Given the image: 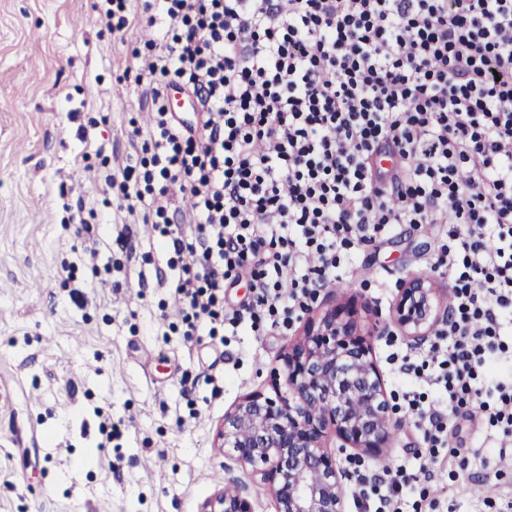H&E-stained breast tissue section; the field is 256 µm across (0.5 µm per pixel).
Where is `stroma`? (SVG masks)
Here are the masks:
<instances>
[{
    "mask_svg": "<svg viewBox=\"0 0 512 512\" xmlns=\"http://www.w3.org/2000/svg\"><path fill=\"white\" fill-rule=\"evenodd\" d=\"M158 28L109 32L93 0H0V512H199L227 485L254 512H275L270 490L215 448L224 413L259 391L273 395L287 330L246 332L227 344L170 331L179 303L169 288L168 249L142 214L105 204L106 170L134 154L132 127L151 123L148 71L137 42ZM94 211L66 224V208ZM439 224H399L378 247L355 251L336 285L313 304H353L364 326L388 317L412 275L432 278L449 300L452 283L431 263L445 237ZM111 266L112 283L92 267ZM386 389L402 386L389 356L425 353L429 340L371 337ZM122 421L107 439L108 420ZM476 458L466 471L445 466L406 488L400 504L422 512H502L512 501V465L489 482L481 459L497 461L486 426L459 420ZM423 433L411 417L393 429L383 463L417 472Z\"/></svg>",
    "mask_w": 512,
    "mask_h": 512,
    "instance_id": "35a3bbf8",
    "label": "stroma"
}]
</instances>
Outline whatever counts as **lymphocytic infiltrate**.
<instances>
[{
    "label": "lymphocytic infiltrate",
    "mask_w": 512,
    "mask_h": 512,
    "mask_svg": "<svg viewBox=\"0 0 512 512\" xmlns=\"http://www.w3.org/2000/svg\"><path fill=\"white\" fill-rule=\"evenodd\" d=\"M106 28L162 23L149 131L105 182L167 239L184 335L285 329L351 249L396 224H444L433 263L452 317L422 362L402 356L405 408L432 478L469 459L443 419L467 402L512 439V0H96ZM187 90L196 122L162 91ZM390 156L381 170L377 160ZM177 186L191 233L174 229ZM249 279L252 304L224 305ZM442 402L424 401L421 384Z\"/></svg>",
    "instance_id": "1"
}]
</instances>
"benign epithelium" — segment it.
<instances>
[{"label":"benign epithelium","mask_w":512,"mask_h":512,"mask_svg":"<svg viewBox=\"0 0 512 512\" xmlns=\"http://www.w3.org/2000/svg\"><path fill=\"white\" fill-rule=\"evenodd\" d=\"M440 317L432 280L414 276L399 289L392 323L406 336H426ZM350 306L311 316L283 355L286 394L244 396L224 412L216 447L232 452L267 486L276 512H345L349 464L379 461L393 439V407L372 347ZM341 441L334 450L330 437ZM200 512H253L226 486Z\"/></svg>","instance_id":"1"}]
</instances>
